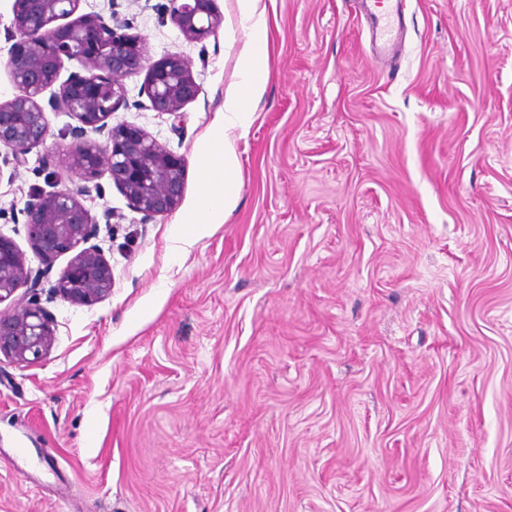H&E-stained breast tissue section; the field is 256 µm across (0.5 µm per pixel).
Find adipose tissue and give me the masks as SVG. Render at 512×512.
Masks as SVG:
<instances>
[{"label": "adipose tissue", "mask_w": 512, "mask_h": 512, "mask_svg": "<svg viewBox=\"0 0 512 512\" xmlns=\"http://www.w3.org/2000/svg\"><path fill=\"white\" fill-rule=\"evenodd\" d=\"M237 26L246 41L235 65L236 81L224 96L216 118L217 137L206 142L198 156L201 204L184 215L171 238L179 248L193 245L199 233L212 224L224 223L237 205L240 163L236 142L252 123L251 101L260 98L268 68V17L263 0H234Z\"/></svg>", "instance_id": "adipose-tissue-1"}]
</instances>
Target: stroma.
Listing matches in <instances>:
<instances>
[{
  "instance_id": "35a3bbf8",
  "label": "stroma",
  "mask_w": 512,
  "mask_h": 512,
  "mask_svg": "<svg viewBox=\"0 0 512 512\" xmlns=\"http://www.w3.org/2000/svg\"><path fill=\"white\" fill-rule=\"evenodd\" d=\"M165 0L116 11L147 62L200 86L182 124L124 78L112 124L186 166L177 213L142 223L109 174L112 293L47 301L55 343L0 363V512H512V0H405L376 59L360 0H266V91L236 144L227 221L171 251L200 200L198 153L245 38L232 0L186 40ZM0 181V232L31 195L78 186L58 148Z\"/></svg>"
}]
</instances>
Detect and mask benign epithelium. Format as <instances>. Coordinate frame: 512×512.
<instances>
[{
	"instance_id": "1",
	"label": "benign epithelium",
	"mask_w": 512,
	"mask_h": 512,
	"mask_svg": "<svg viewBox=\"0 0 512 512\" xmlns=\"http://www.w3.org/2000/svg\"><path fill=\"white\" fill-rule=\"evenodd\" d=\"M80 2L14 0L12 22L4 28L5 40L13 43L7 68L21 94L0 100V146L9 149L0 165L15 170L26 164L27 155L46 142L47 112H67L78 125L68 132L71 143L63 161L84 180L74 189L39 191L20 211L37 268L0 233V303L22 288L28 295L18 311L0 312V355L19 367L42 359L54 345L55 320L42 306L41 295L58 257L71 254L51 285L62 300L91 306L112 291L111 264L97 246L88 245L99 233V222L81 197L101 189L87 183L108 172L144 223L175 211L185 188L183 158L142 128L114 126L108 120L127 105L123 79L145 67L151 108L181 120L183 108L199 94L188 62L171 54L145 65L137 37L100 14L75 16ZM161 10L192 42L206 40L223 23L214 0H167ZM64 19L67 23L57 24ZM66 59L76 62L79 70L59 85ZM47 91L50 96L45 100ZM90 131L106 137V143L89 138Z\"/></svg>"
}]
</instances>
